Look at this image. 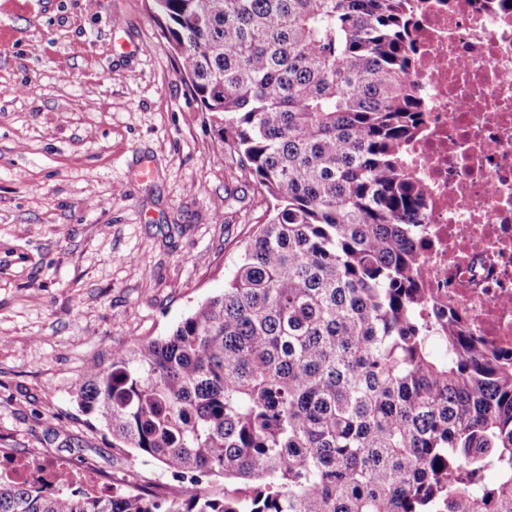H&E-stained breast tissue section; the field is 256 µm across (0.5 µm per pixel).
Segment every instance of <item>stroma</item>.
<instances>
[{
	"mask_svg": "<svg viewBox=\"0 0 512 512\" xmlns=\"http://www.w3.org/2000/svg\"><path fill=\"white\" fill-rule=\"evenodd\" d=\"M147 0H0V449L172 486L77 406L92 364L224 289L268 201Z\"/></svg>",
	"mask_w": 512,
	"mask_h": 512,
	"instance_id": "obj_1",
	"label": "stroma"
}]
</instances>
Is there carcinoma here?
Here are the masks:
<instances>
[{
	"instance_id": "obj_1",
	"label": "carcinoma",
	"mask_w": 512,
	"mask_h": 512,
	"mask_svg": "<svg viewBox=\"0 0 512 512\" xmlns=\"http://www.w3.org/2000/svg\"><path fill=\"white\" fill-rule=\"evenodd\" d=\"M148 2L270 204L222 294L75 392L177 489L0 479V512H512V354L421 287L404 0Z\"/></svg>"
}]
</instances>
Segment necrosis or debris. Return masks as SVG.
<instances>
[{"label": "necrosis or debris", "instance_id": "necrosis-or-debris-1", "mask_svg": "<svg viewBox=\"0 0 512 512\" xmlns=\"http://www.w3.org/2000/svg\"><path fill=\"white\" fill-rule=\"evenodd\" d=\"M419 20L411 79L424 105L404 163L424 193L422 285L490 351H512V10L497 0H409ZM64 461L0 462V477L108 495Z\"/></svg>", "mask_w": 512, "mask_h": 512}]
</instances>
